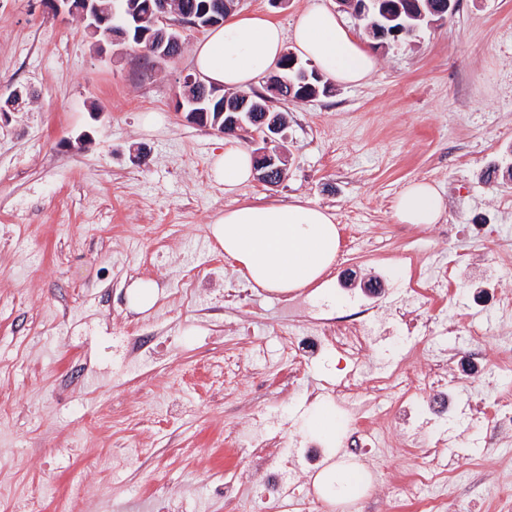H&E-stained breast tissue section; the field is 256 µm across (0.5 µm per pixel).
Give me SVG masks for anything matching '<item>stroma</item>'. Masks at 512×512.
Here are the masks:
<instances>
[{"instance_id": "stroma-1", "label": "stroma", "mask_w": 512, "mask_h": 512, "mask_svg": "<svg viewBox=\"0 0 512 512\" xmlns=\"http://www.w3.org/2000/svg\"><path fill=\"white\" fill-rule=\"evenodd\" d=\"M203 37L185 29L181 55L159 65L116 58L80 17L0 0V99L31 92L0 113V512L21 497L27 512H225L226 486L260 512L283 462L271 512H512L499 493L512 432L491 420L512 396V321L473 300L485 282L512 290V0H459L399 43L368 40L378 64L364 85L275 102L287 176L232 192L210 178L223 134L175 108ZM150 111L166 123L146 132ZM413 180L442 193L438 223L394 221ZM297 198L358 228L336 258L334 301L250 288L208 236L224 210ZM441 264L454 270L447 294L418 300ZM397 269L394 291L384 280ZM137 279L158 286L144 313L126 306ZM377 305L387 313L367 319ZM409 317L421 336L407 338ZM336 318L367 327V344L280 365L290 334ZM120 332L153 339L155 358L123 359ZM225 358L229 386L213 376ZM443 394L447 414L410 434L407 407ZM318 396L338 403V446L372 477L333 511L311 485L325 459L305 427ZM362 425L388 448L356 445Z\"/></svg>"}]
</instances>
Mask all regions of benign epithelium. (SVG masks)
Returning a JSON list of instances; mask_svg holds the SVG:
<instances>
[{"label":"benign epithelium","instance_id":"1","mask_svg":"<svg viewBox=\"0 0 512 512\" xmlns=\"http://www.w3.org/2000/svg\"><path fill=\"white\" fill-rule=\"evenodd\" d=\"M341 6L351 10L359 19H366L370 13V0H338ZM49 10L52 14L67 13L77 15L87 22L91 31L108 29L107 41L114 44H123L129 40V33H136L140 41H147L153 45V56L158 61L168 60L173 50L182 44L183 29H205L222 23L218 13L213 11L209 0H196L190 10L173 11L169 8L170 0H159L156 5L150 7L151 23L144 27L143 15L136 11L132 14L123 13L116 15L115 12H108L98 0H47ZM416 0H384L382 2L381 14L389 20H397L405 15L413 17L416 12ZM376 39L384 41L390 37L397 38L401 35L407 37L413 35L416 28L404 24H397L386 28L379 22H374ZM298 59L293 57L288 61V70L295 73V79L277 78L266 86L267 93L262 100L270 105L276 99L289 98L295 81L302 83L309 80L308 71L301 67L296 68ZM201 80L192 75L184 77L180 84V91L176 92V107L185 114V119L193 124L202 127L210 126V111L215 108H224V101L219 99V94L200 95L197 87ZM262 109L259 104H248L243 100L232 112L224 113V127L222 133L238 135L242 132H251V126L255 120H260V129L265 131V139L280 134L284 127L265 111L258 114ZM256 163L257 179L268 185L279 183L285 173L286 159L279 153H273L267 148H257L253 151Z\"/></svg>","mask_w":512,"mask_h":512}]
</instances>
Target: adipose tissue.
Here are the masks:
<instances>
[{"label":"adipose tissue","mask_w":512,"mask_h":512,"mask_svg":"<svg viewBox=\"0 0 512 512\" xmlns=\"http://www.w3.org/2000/svg\"><path fill=\"white\" fill-rule=\"evenodd\" d=\"M290 51L339 85H360L377 67L375 54L324 0L306 7L289 31L259 10L229 13L223 25L194 46L191 63L208 84L228 92H248ZM211 173L228 192L253 180L252 156L237 137H225L223 149L212 158ZM444 212L442 194L427 181L409 182L393 204V216L400 224H435ZM208 232L250 287L274 295L311 288L332 296L329 275L339 232L327 209L303 199L245 204L215 218ZM307 429L333 457L312 479L315 495L332 507L355 503L366 495L372 486L369 472L341 457L336 446L342 424L335 406L316 400Z\"/></svg>","instance_id":"1"}]
</instances>
